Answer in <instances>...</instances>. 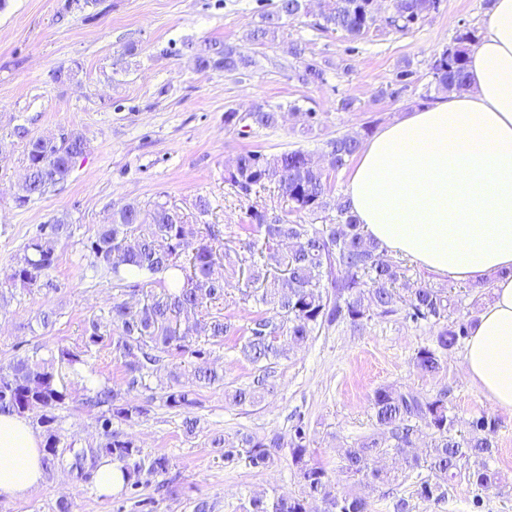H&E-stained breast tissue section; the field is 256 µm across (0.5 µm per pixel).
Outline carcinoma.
Listing matches in <instances>:
<instances>
[{"label":"carcinoma","instance_id":"obj_1","mask_svg":"<svg viewBox=\"0 0 512 512\" xmlns=\"http://www.w3.org/2000/svg\"><path fill=\"white\" fill-rule=\"evenodd\" d=\"M307 0H279L275 9L261 14L260 21L246 33V39L265 44L276 39L286 21L306 14ZM440 0H389L392 15L384 26L378 24L379 0H328L316 26L322 31L341 32L359 39L380 27L406 33L438 10ZM476 42L474 31L465 29L453 43L435 53L429 70L435 90H467V60ZM197 67L201 71L222 70L244 75L253 65L231 43L204 41L194 44ZM299 60L294 77L303 84L324 81L325 70L319 62L305 57L299 47L290 49ZM281 106L257 104L247 112L230 108L224 112V127L270 129L277 125ZM14 135L25 141L27 173L15 196L23 207L46 190L67 180L76 158L87 147L85 138L75 132L66 137H31L23 126ZM359 135L338 136L326 142V165L319 166L303 149L278 155L257 150L240 154L234 164L224 169V183L236 195L249 201L268 185H275L278 196L288 204L289 212L311 218L307 224L290 220L285 214L258 203L248 206L249 228L260 239L248 244V255L224 259L231 274L244 276L238 286L241 299L263 307L251 320L247 338L240 348L243 357L261 373L249 387L224 392L225 402L235 406L254 405L269 391L267 378L274 365L285 356L281 338L301 345L315 327L348 323L354 327L373 316L389 317L404 313L415 325L426 324L435 333V344L421 346L413 358L415 369L434 375L440 372L448 356L469 336L470 312L463 301L445 288H433L411 280L407 265L385 254L368 238L351 213L345 197L333 196L330 173L347 165L358 152ZM220 231L215 225L196 230L181 221L179 214L165 203H155L144 211L129 203L112 214V223L104 224L85 244L90 254L87 269L92 276L110 278L115 287L137 295L146 285L157 284L161 291L145 296L132 305L125 300L112 303L113 333L104 337L97 325L86 337L85 346L109 341L112 355L124 362L127 390L147 387L149 378L174 360L191 356L201 359L206 351L192 346V335L222 341L236 333L230 317L223 314L196 319L182 325L190 316L224 299L230 281L214 277L217 258L215 242ZM72 228L65 219L39 226L35 237L24 247L6 279L14 286L40 288L41 282L56 268L57 249L70 238ZM60 361L68 373L83 377L85 360L69 350L60 352ZM197 382L208 386L224 385V374L214 368L199 366ZM64 376L52 367L16 359L0 365V414L23 415L43 408L45 460L87 481L98 461L110 457L119 463L123 488L135 490L142 485L146 471L162 475L169 469L165 455L146 457L127 434L112 429L113 421L132 422L149 414L147 405L129 403L121 391L107 385L85 388L84 403L103 408L101 414L104 441L95 447L70 449V457L58 453L61 437L54 427L52 410L68 399ZM161 400L169 408L193 404L191 390L181 381V374L169 371V381L161 387ZM376 431L365 435L345 451L341 469L350 476H360L373 486L396 480V476L374 466L383 455H395L404 462L423 461L428 471L417 484V497L424 502L445 498L448 481L465 476L470 485L491 491L499 487L498 473L488 466L492 444L482 435L494 429V422L481 416L469 423L468 434L454 432L457 417L448 407L446 393L418 396L393 387L376 389L370 399ZM430 438L424 458L411 459L407 449L415 447L420 435ZM279 447V437H245L240 448L224 449V459H244L247 466L265 468L271 464V449ZM308 443L302 423L294 427L291 458L299 482L300 497H253L242 512H309L308 500L320 499L325 512H369L368 501L351 491L334 488L327 470L307 459Z\"/></svg>","mask_w":512,"mask_h":512}]
</instances>
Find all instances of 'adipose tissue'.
Listing matches in <instances>:
<instances>
[{"label": "adipose tissue", "mask_w": 512, "mask_h": 512, "mask_svg": "<svg viewBox=\"0 0 512 512\" xmlns=\"http://www.w3.org/2000/svg\"><path fill=\"white\" fill-rule=\"evenodd\" d=\"M467 73L468 90L402 113L367 140L345 197L386 253L438 277L491 281L464 370L497 409L512 412V0H494ZM43 457L26 418L0 414V499L40 487Z\"/></svg>", "instance_id": "1"}]
</instances>
